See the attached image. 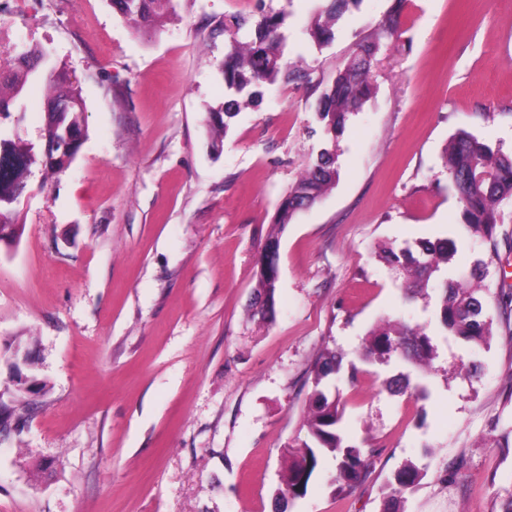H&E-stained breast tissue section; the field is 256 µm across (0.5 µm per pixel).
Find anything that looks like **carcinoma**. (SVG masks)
<instances>
[{
	"label": "carcinoma",
	"mask_w": 512,
	"mask_h": 512,
	"mask_svg": "<svg viewBox=\"0 0 512 512\" xmlns=\"http://www.w3.org/2000/svg\"><path fill=\"white\" fill-rule=\"evenodd\" d=\"M172 0H112V5L133 23L157 27L161 23V10ZM325 19H316L311 36L319 43L333 39L332 27L338 9L357 0H329ZM282 19L263 14L254 24V38L241 43L234 39L224 59V82L232 98L224 108L208 114L207 125L217 134L212 147L217 149L226 136L231 120L237 116L241 104L256 105L262 99L259 87L282 77L287 81L305 80L307 75L282 69L280 46L285 40L280 32ZM359 52L349 65L340 71L333 84L321 95L317 110L325 137L334 139L342 131L348 114L357 111L370 96L368 81L372 47L358 46ZM45 52L39 48L3 55L0 51V71L11 76L10 93L0 84V114L10 113L15 99L24 91L29 76L42 64ZM50 96L47 105L60 97L66 98V108L46 117L42 139L57 143V153L48 159L36 153L34 147L15 137L0 136V222L13 223L15 203L27 188L34 171L45 177L65 172L76 156L85 136L83 102L77 86L63 71L49 75ZM445 167L448 177L460 195L463 224L467 234L486 241L494 240L497 225L512 221V155L493 151L468 132L454 134L446 148ZM338 170L335 157L322 150L298 181L288 190L280 205L279 226L284 227L297 211L313 205L336 181ZM279 239L270 237L263 249L256 272L254 314L263 319L275 313L276 283L270 272L277 266ZM456 249L451 239L426 242L419 246L418 255L411 250L390 251L391 263L406 273L408 291L415 295L429 287L430 281L442 277L439 300V322L445 331L473 345H483L492 335V322L487 320L479 292V279L483 272L475 268L463 279L448 277L442 265ZM363 356L370 360L387 361L400 358L419 368L427 367L436 356V347L426 327L384 322L369 332L363 345ZM342 359L329 351L314 366L315 389L311 395L305 423L307 439L287 452L280 474L281 493L292 498L305 495L309 480L322 458L332 456L336 461L335 482L345 490L358 483L368 467L363 451L350 444L338 433L343 409L336 399H329L320 388L322 380L339 372ZM30 388L17 382L13 396L0 402V414L6 417L27 416ZM423 476L421 469L409 462L393 475L391 491L384 502L383 512H401L402 496L416 487Z\"/></svg>",
	"instance_id": "obj_1"
}]
</instances>
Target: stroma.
Instances as JSON below:
<instances>
[{"label":"stroma","instance_id":"1","mask_svg":"<svg viewBox=\"0 0 512 512\" xmlns=\"http://www.w3.org/2000/svg\"><path fill=\"white\" fill-rule=\"evenodd\" d=\"M146 30L110 0H0V40L48 52L0 131L43 149L49 71L85 102L83 145L69 169L34 174L0 243V390L7 345L31 351L46 388L19 439L0 444V512H275L285 449L307 436L312 369L344 407L340 433L370 453L337 492L324 457L287 512H381L406 462L424 476L404 512H505L512 447V334L498 297L512 290V223L493 242L460 230L443 153L466 130L512 153V0H359L314 43L324 0H174ZM286 16L283 62L309 83L264 85L241 108L222 152L206 116L231 96L224 57L235 21L249 41L260 12ZM376 46L371 96L343 134L319 135L322 92L358 45ZM339 177L285 229L283 196L321 149ZM279 237L272 319L253 316L256 271ZM451 238L456 276L486 263L489 345L437 320V289L409 299L384 250ZM425 324L429 369L366 362V333ZM407 375L412 389L390 392ZM458 469L455 481L439 474Z\"/></svg>","mask_w":512,"mask_h":512}]
</instances>
